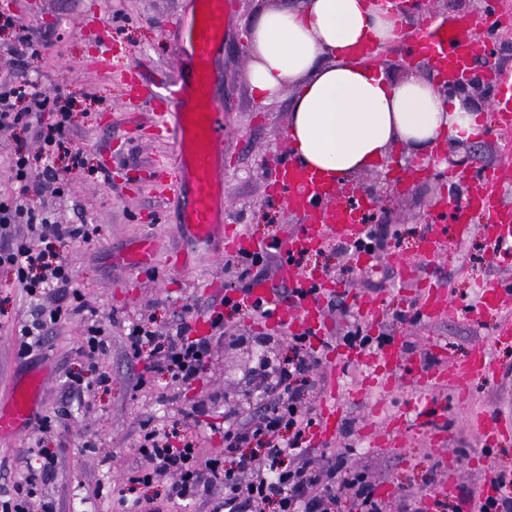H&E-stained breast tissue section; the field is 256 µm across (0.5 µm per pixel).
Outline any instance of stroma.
<instances>
[{"label": "stroma", "mask_w": 512, "mask_h": 512, "mask_svg": "<svg viewBox=\"0 0 512 512\" xmlns=\"http://www.w3.org/2000/svg\"><path fill=\"white\" fill-rule=\"evenodd\" d=\"M194 0H0V13L17 15L42 48L24 74L47 95L73 97L70 139L82 149L86 164L54 169L63 191L31 197L30 206L55 214L62 224H92L91 240L67 245L73 286L98 308L108 334V347L98 366L111 381L70 396L68 375L84 371L79 354L85 325L71 319L48 332L42 350L19 358L15 331L29 320L32 305L18 289L7 287L0 270V400H7L16 377L33 370L46 373L37 415L67 408L63 424L39 434L27 427L0 439V489L10 487L34 457L36 439L56 451L53 482L42 486L30 512H40L44 499L56 500L61 512H122L114 486L139 463V427L151 419L169 426L178 409L205 404L207 411L187 427L199 435L207 454L224 452L220 432L226 419H245L269 406L265 393L246 398L256 385L252 375L258 356L271 347L279 361L292 358L290 332L274 320L253 321L224 306L226 292L237 288L235 269L217 245L187 238L180 213L184 191H163L162 163L174 161L176 145L154 136L145 93L162 94L180 74L176 22L188 15ZM256 0H234L224 44L213 61L210 104L223 110L224 195L228 220L258 242L278 238L288 254L266 256L262 280L271 292L286 294L291 285L283 267L289 254L302 257V269L316 271L341 305L324 304L322 335L314 347L321 361L303 388L304 400L321 408L327 397L330 369L343 373V415L331 436L313 427L307 446L311 455L342 453L345 468L369 473L390 512H398L411 496L410 512H468L466 500L490 491L494 473H512V436L488 446L476 417L512 418V344H494L492 332L504 311L484 308L480 289L494 281H512V249L493 251L481 233L452 244L423 265L428 279L445 287L455 311L436 320L425 318L414 282L401 275L402 264L414 259L433 224L432 206L446 193L445 171L426 165L423 172L398 184L401 163L354 177V185L372 187L390 179L389 201L377 208L386 234V251L363 264L359 252L341 250L330 240L310 248L301 240L296 220L266 189L268 167L290 154L288 114L293 91L258 103L244 79L245 35L255 15ZM483 133L474 143H446L447 153L468 156L470 168L498 165L512 128L498 126L494 112L482 107ZM30 127L0 130V192L10 191L9 158L15 151L35 152ZM154 244L152 260L139 265L124 256L139 242ZM189 251L192 265L178 262ZM367 300L379 307L376 321H364L358 307ZM152 311L157 330L184 314L192 317L193 333L213 340L207 371L188 391L164 380L139 386L144 360L131 357L126 336L131 322ZM222 313L223 327L209 317ZM383 337L385 347L403 351L392 384L382 390L365 388L369 372L361 361L367 349L345 342L346 333ZM488 347L499 367L495 378L477 375L465 388L437 375L442 364L466 361L474 348ZM431 404L435 427L417 425L420 402ZM454 482L453 494L438 489Z\"/></svg>", "instance_id": "35a3bbf8"}]
</instances>
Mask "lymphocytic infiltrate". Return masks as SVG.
<instances>
[{
	"label": "lymphocytic infiltrate",
	"instance_id": "lymphocytic-infiltrate-1",
	"mask_svg": "<svg viewBox=\"0 0 512 512\" xmlns=\"http://www.w3.org/2000/svg\"><path fill=\"white\" fill-rule=\"evenodd\" d=\"M0 29L13 30L10 49L13 71L0 79V129L34 125L40 143L38 152L14 154L9 162L13 192L0 194V266L14 273L13 287L35 300L37 308L18 330L19 354L30 355L42 346L47 330L67 319L86 321V336L80 348L89 371L95 372L98 386H108V375L98 372L97 360L107 348L105 330L98 311L83 301L72 286L71 267L62 253L64 246L90 240L97 228L91 224H61L48 211L29 206L31 196H55L60 192L57 178L45 164L54 155L69 156L73 165L83 163L81 150L68 138L71 98L49 97L27 80L21 68L39 53L40 45L28 27L16 16L0 14ZM42 170L41 180H33V170ZM264 260L263 253H246L235 264L241 297L232 309L252 319L273 314L270 302L255 300L244 304L256 280L253 273ZM186 319L174 321L166 331L151 329L145 321L132 323L127 340L132 357H146L148 378L164 377L182 387H191L206 369L211 341L191 334ZM312 336L293 334L294 355L280 368V383L287 399L256 412L249 420L229 423L224 428V453L207 456L198 438L187 435L185 426L199 414V407L181 410L171 429L156 430L143 422L137 452L140 464L125 475L119 496L130 502L135 512H163L150 497H139L138 489L170 478L167 499L193 501L216 499L212 512H249L250 508L276 506L278 512H341L350 504L353 512H385L375 495V484L365 472L344 469L336 456L313 460L305 449L307 433L316 423V413L306 405L301 385L317 370L320 360L311 343ZM37 464L27 466L6 498L0 512H29V503L39 487L54 480L57 457L54 451H37Z\"/></svg>",
	"mask_w": 512,
	"mask_h": 512
}]
</instances>
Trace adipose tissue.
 I'll list each match as a JSON object with an SVG mask.
<instances>
[{"label": "adipose tissue", "mask_w": 512, "mask_h": 512, "mask_svg": "<svg viewBox=\"0 0 512 512\" xmlns=\"http://www.w3.org/2000/svg\"><path fill=\"white\" fill-rule=\"evenodd\" d=\"M408 26L390 0H260L246 35V80L263 104L293 89L287 138L325 181L379 169L399 147L417 162L438 159L446 142L478 139L482 116L472 105L355 57L356 46L397 42Z\"/></svg>", "instance_id": "ef3b65f1"}]
</instances>
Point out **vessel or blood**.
<instances>
[{"label":"vessel or blood","instance_id":"1","mask_svg":"<svg viewBox=\"0 0 512 512\" xmlns=\"http://www.w3.org/2000/svg\"><path fill=\"white\" fill-rule=\"evenodd\" d=\"M197 8L182 18L177 27L180 55L191 65L189 78H177L169 86L166 106L156 114V129L160 136L174 138L179 158L172 167L176 187L190 186L189 201L182 210V225L196 241L223 239L230 253L251 252L253 241L237 232L225 221L228 207L223 197L224 165L221 147L224 143V115L209 108L206 97L211 84L212 62L224 40V20L232 8V0H196ZM417 53L434 71L455 77L471 66L476 58L489 53L483 30L469 17L452 14L423 28L413 40ZM489 80L503 93L496 110L503 124L512 123V75L491 70ZM466 187L461 203L440 201L435 222L422 241L423 255L440 253L448 244L460 243L473 232L476 218H483V235L496 243L512 237V204L504 197L512 189V161L506 160L494 168H481L460 178ZM268 190L273 197L284 199L289 211L303 217L301 234L308 245L314 246L335 238L348 242L362 239L367 231L362 221L366 202L349 203L338 200L334 185L323 181L315 172L295 158L272 162ZM294 287L304 289L297 304L277 307L275 320L284 326L303 331L316 330L322 313L320 292L327 284L317 274L300 272L292 277ZM420 308L428 319L440 317L447 308V295L440 287L421 282ZM512 303V285L494 281L482 289V306L503 308ZM480 373L496 376L498 366L487 349H476L467 364L453 368L456 378ZM43 376H35L17 385L9 403L0 404V436L22 432L33 416ZM341 385V376L331 373L332 393L321 411L323 425L339 421L341 412L333 396ZM486 443H496L512 435V421L480 418Z\"/></svg>","mask_w":512,"mask_h":512}]
</instances>
